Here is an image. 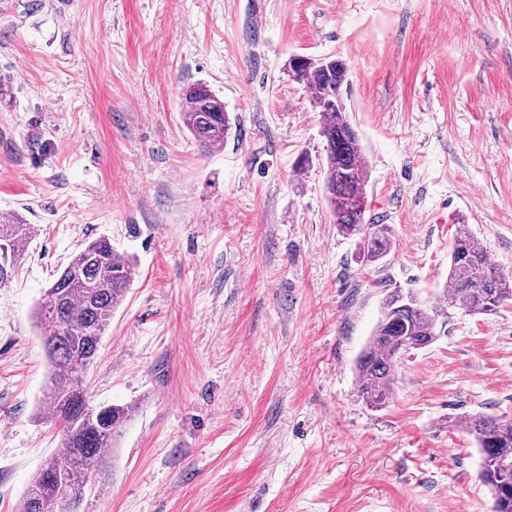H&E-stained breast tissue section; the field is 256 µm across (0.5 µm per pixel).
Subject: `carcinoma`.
Returning <instances> with one entry per match:
<instances>
[{
	"label": "carcinoma",
	"instance_id": "obj_1",
	"mask_svg": "<svg viewBox=\"0 0 512 512\" xmlns=\"http://www.w3.org/2000/svg\"><path fill=\"white\" fill-rule=\"evenodd\" d=\"M289 70L311 93L326 141L324 192L340 234L357 240V263L375 268L390 253L387 224L366 219L369 171L359 138L342 99L347 66L339 59L322 64L295 57ZM183 126L207 149L224 144L236 122L207 84L188 85L181 94ZM35 234L34 226L11 216L0 222V285L7 282ZM135 263L110 239L83 244L44 292L35 326L50 364L45 403L60 427L61 449L30 481L16 512H76L87 492L101 490L109 474L108 454L117 448L132 415L127 405L93 406L83 376L94 363L112 313L133 282ZM443 298L448 306L491 316L512 301V280L494 266L467 224L455 225ZM444 309L427 305L413 292H386L381 317L355 364L359 397L381 409L392 398L396 366L405 354L426 348L446 326ZM480 455V479L493 498V512H512V418L475 413L462 420Z\"/></svg>",
	"mask_w": 512,
	"mask_h": 512
}]
</instances>
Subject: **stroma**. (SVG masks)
<instances>
[{"mask_svg": "<svg viewBox=\"0 0 512 512\" xmlns=\"http://www.w3.org/2000/svg\"><path fill=\"white\" fill-rule=\"evenodd\" d=\"M8 2L0 215L37 234L0 286V512L60 446L33 311L100 236L136 269L85 385L133 413L83 512H490L460 421L512 418V302L450 309L383 409L354 363L387 289L437 302L456 225L512 275V0ZM297 56L348 67L392 230L372 272L330 216ZM198 81L237 122L209 151L180 119Z\"/></svg>", "mask_w": 512, "mask_h": 512, "instance_id": "1", "label": "stroma"}]
</instances>
